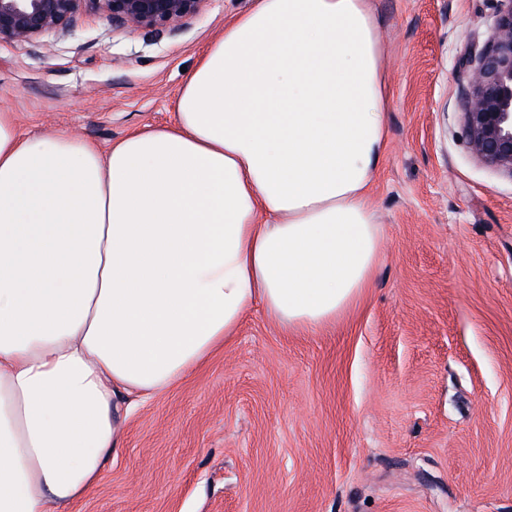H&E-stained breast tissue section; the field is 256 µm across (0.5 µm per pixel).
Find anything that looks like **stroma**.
I'll list each match as a JSON object with an SVG mask.
<instances>
[{
	"instance_id": "1",
	"label": "stroma",
	"mask_w": 512,
	"mask_h": 512,
	"mask_svg": "<svg viewBox=\"0 0 512 512\" xmlns=\"http://www.w3.org/2000/svg\"><path fill=\"white\" fill-rule=\"evenodd\" d=\"M251 0L176 31L87 11L0 42V110L108 148L173 119L185 72ZM391 90L372 200L382 252L319 334L263 307L140 403L74 512H512V178L467 143L455 72L496 0H373Z\"/></svg>"
}]
</instances>
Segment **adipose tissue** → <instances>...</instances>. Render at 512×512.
Segmentation results:
<instances>
[{
	"label": "adipose tissue",
	"instance_id": "ef3b65f1",
	"mask_svg": "<svg viewBox=\"0 0 512 512\" xmlns=\"http://www.w3.org/2000/svg\"><path fill=\"white\" fill-rule=\"evenodd\" d=\"M372 0H253L172 124L108 149L0 111V512H71L121 408L185 379L261 303L335 323L381 252L391 97Z\"/></svg>",
	"mask_w": 512,
	"mask_h": 512
}]
</instances>
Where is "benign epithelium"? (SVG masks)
Returning <instances> with one entry per match:
<instances>
[{
    "label": "benign epithelium",
    "instance_id": "1",
    "mask_svg": "<svg viewBox=\"0 0 512 512\" xmlns=\"http://www.w3.org/2000/svg\"><path fill=\"white\" fill-rule=\"evenodd\" d=\"M208 0H0V40L26 44L72 25L86 9L131 30L177 29ZM492 34L458 61L459 101L471 151L512 178V0H497Z\"/></svg>",
    "mask_w": 512,
    "mask_h": 512
}]
</instances>
